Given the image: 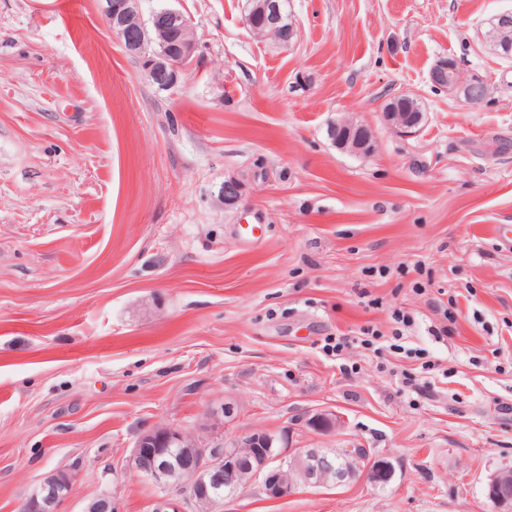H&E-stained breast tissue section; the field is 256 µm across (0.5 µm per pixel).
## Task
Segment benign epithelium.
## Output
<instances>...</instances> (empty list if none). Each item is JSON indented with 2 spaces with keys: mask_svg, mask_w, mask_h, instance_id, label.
Returning a JSON list of instances; mask_svg holds the SVG:
<instances>
[{
  "mask_svg": "<svg viewBox=\"0 0 512 512\" xmlns=\"http://www.w3.org/2000/svg\"><path fill=\"white\" fill-rule=\"evenodd\" d=\"M144 0H101L104 21L122 42L128 54L138 60L148 79L168 91L178 87L180 74L188 70L196 52V39H186L173 50L165 41L146 37L141 27H130L128 21L143 17ZM267 15V36L286 48L290 39L281 38L283 14L278 0H266L262 7ZM185 13L172 6L157 16L164 28L182 29ZM429 80L436 88H448L460 94L471 105L482 103L486 85L477 79L462 76L459 65L449 59L438 60L430 69ZM345 133L336 147L352 154L372 153L375 142L372 130L362 123L342 119ZM244 193L240 180L224 181V208H236ZM304 423L317 431L338 426L336 415L326 411L307 412ZM364 459L351 448H299L285 454L275 446V438L261 431H248L231 446L216 443L203 446L182 428L159 424L143 433L129 456L127 469L153 485L168 489L176 487L192 500L198 512H215L227 494L243 492L260 479L271 499L286 498L302 487L339 488L359 477ZM392 467L374 460L365 476L369 482L378 477L391 478ZM77 473L66 470L48 472L21 504L20 512H61ZM489 499L498 512H512V472L500 470L489 482ZM82 512H117L112 496L102 493L90 500Z\"/></svg>",
  "mask_w": 512,
  "mask_h": 512,
  "instance_id": "1",
  "label": "benign epithelium"
}]
</instances>
